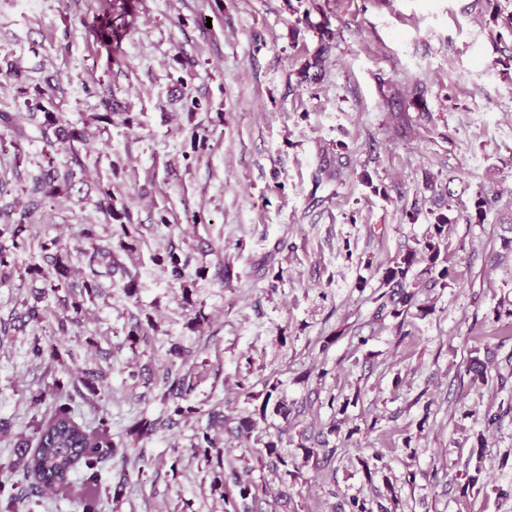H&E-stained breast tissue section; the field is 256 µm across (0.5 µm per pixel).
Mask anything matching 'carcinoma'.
<instances>
[{
    "label": "carcinoma",
    "instance_id": "carcinoma-1",
    "mask_svg": "<svg viewBox=\"0 0 512 512\" xmlns=\"http://www.w3.org/2000/svg\"><path fill=\"white\" fill-rule=\"evenodd\" d=\"M101 105L103 111L94 114L93 120L106 125L112 124L111 92H102ZM23 107L25 109L23 113L20 112L16 115L0 114V122L12 129L15 136L19 138L26 136L25 126L20 123L21 117L26 116L33 120L40 115L42 121L39 123V128L46 151H53L58 142H68L69 148L72 150L75 149V145L83 144L85 129L64 119L55 95V87L51 85L46 89L37 87L32 93L24 92ZM71 186L70 176H60L53 166L43 168L38 173L31 175L29 186L22 189V193L27 196L23 207L19 210L16 209L13 201L6 202L3 207V210L8 214L15 211L19 212V226L12 231L14 247L19 248L24 245V242L20 241L22 233L20 225L31 219L45 200L69 193ZM453 222L454 219L445 214L438 215L435 224H433L434 233L429 236V240L425 243L423 255H418L415 250H409L383 270V283L386 285L392 284L401 289L400 298L398 299L401 308L392 310L394 315L403 314L405 309L412 305L414 293L407 291V288L410 287L408 273L418 262V258L421 257L427 262L425 273L430 275L435 272L439 279L448 277L447 249L441 247V243L442 233L446 226ZM49 247L55 248L53 271L45 273L34 267L30 269V273L43 278L46 287L52 289V291L56 292L65 288L67 293L70 294L73 289L70 288V284L67 282L70 268L69 253L58 246L54 240L44 245L46 249ZM191 391L190 380L187 379V376L180 375L168 386L165 397L171 400L183 399ZM226 425L227 420L214 412L208 428L197 437L195 450L205 462H212L213 453L219 447V442L210 434V430L215 427L224 428ZM37 434V448L31 456L23 461V475L32 477L36 483L63 495L78 498L82 512H94L99 498L98 475L94 471V467L103 455L112 450L111 438L104 431L96 437L87 434L63 410L59 411L47 423L38 426ZM81 459L85 461L86 467L91 469L92 473L76 489L70 478V473L74 465ZM222 483L226 486L232 484L238 488V498H224V504L229 506V509L225 512H248L249 506L246 500L252 496V492L256 491V488L244 477V473L238 470L225 472L223 473Z\"/></svg>",
    "mask_w": 512,
    "mask_h": 512
}]
</instances>
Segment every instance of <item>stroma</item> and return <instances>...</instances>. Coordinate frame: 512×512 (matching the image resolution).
Listing matches in <instances>:
<instances>
[{
    "mask_svg": "<svg viewBox=\"0 0 512 512\" xmlns=\"http://www.w3.org/2000/svg\"><path fill=\"white\" fill-rule=\"evenodd\" d=\"M509 12L512 0H0V113L51 83L87 125L76 155L45 154L34 122L13 150L0 125L13 191L48 161L74 172L69 195L26 224V248L0 236V485L17 512H82L16 467L60 404L115 446L98 512H224L230 469L258 490L251 512H349L355 498L379 512L391 489L395 512H512L498 495L512 492ZM97 88L120 107L111 124L92 119ZM107 191L131 236L99 210ZM441 213L448 277L432 284L416 265L413 304L393 316L382 271ZM53 238L71 282L101 286L81 309L35 297L43 281L27 269L51 270ZM96 245L121 270L89 263ZM473 358L486 383L467 374ZM185 372L194 413L179 417L164 392ZM215 406L255 420L263 443L225 436L206 465L194 444ZM143 422L158 428L140 438Z\"/></svg>",
    "mask_w": 512,
    "mask_h": 512,
    "instance_id": "stroma-1",
    "label": "stroma"
}]
</instances>
